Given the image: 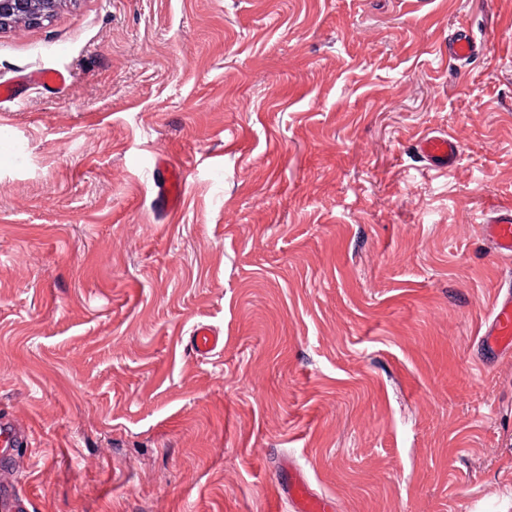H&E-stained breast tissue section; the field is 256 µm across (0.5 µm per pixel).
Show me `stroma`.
<instances>
[{
  "label": "stroma",
  "mask_w": 512,
  "mask_h": 512,
  "mask_svg": "<svg viewBox=\"0 0 512 512\" xmlns=\"http://www.w3.org/2000/svg\"><path fill=\"white\" fill-rule=\"evenodd\" d=\"M483 51L448 59L456 25ZM1 460L28 512H512V0H67L0 32ZM455 137L452 170L413 142ZM182 205L153 202L157 156ZM224 348L200 360L196 324ZM486 239L494 252L512 255V205L500 206L488 213ZM482 343L491 349L512 348V291L496 300L491 320L481 335ZM30 433L11 421L0 422V456H16L19 448H28ZM281 502L286 500L295 512H328L330 503L327 499L315 496L310 489L308 480L298 470L281 488Z\"/></svg>",
  "instance_id": "stroma-1"
}]
</instances>
